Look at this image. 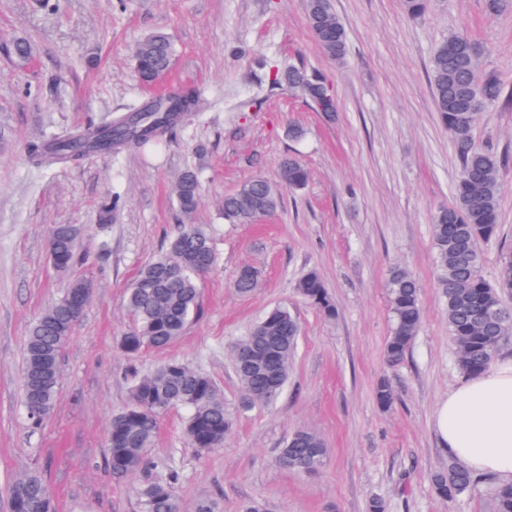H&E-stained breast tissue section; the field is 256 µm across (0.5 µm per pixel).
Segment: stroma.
Here are the masks:
<instances>
[{
    "label": "stroma",
    "instance_id": "1",
    "mask_svg": "<svg viewBox=\"0 0 512 512\" xmlns=\"http://www.w3.org/2000/svg\"><path fill=\"white\" fill-rule=\"evenodd\" d=\"M332 3L347 35L339 62L318 48L303 0H0V512L14 481L34 471L55 512H140L135 489L145 474L116 480L107 469V428L129 403L130 371L178 359L237 406L227 348L278 305L300 320L302 333L274 405L239 414L223 447L208 451L187 447L185 409L160 420L154 452L168 466L155 475L177 471L181 512L202 501L237 512L255 498L266 512H366L375 496L386 512H495L496 476L447 502L431 484L448 462L433 413L462 375L432 249L433 215L452 202L460 164L428 71L439 41L464 30L482 49L484 70L512 88V9L492 19L485 0H430L425 16L413 19L403 0ZM154 31L169 36L175 55L167 78L148 87L133 50ZM20 38L32 45L24 62L11 52ZM301 64L333 89L334 120L288 87H270L272 69ZM173 86L204 89L208 105L163 141L76 164L29 163V143ZM472 142L512 157V109L483 111ZM288 156L308 168L304 188L284 192L273 215L225 222V194L257 175L277 180ZM188 169L201 195L189 216L172 193ZM501 182V236L482 247L489 280L512 248V166ZM108 197L117 208L102 226L98 207ZM186 223L210 234L218 257L200 283L202 314L168 348L129 359L119 345L133 324L126 290ZM60 224L80 228L77 248L88 256L65 272L49 256ZM395 266L419 284L422 321L405 361L391 369L383 359L385 284ZM246 267L257 286L242 295L234 281ZM312 270L336 304L335 318L297 292ZM76 280L91 282L92 294L62 350L54 407L34 427L21 386L25 339ZM383 380L395 395L388 409L375 398ZM298 427L327 448L311 477L281 460Z\"/></svg>",
    "mask_w": 512,
    "mask_h": 512
}]
</instances>
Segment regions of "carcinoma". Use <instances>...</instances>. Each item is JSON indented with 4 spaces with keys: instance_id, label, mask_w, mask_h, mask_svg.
Here are the masks:
<instances>
[{
    "instance_id": "carcinoma-1",
    "label": "carcinoma",
    "mask_w": 512,
    "mask_h": 512,
    "mask_svg": "<svg viewBox=\"0 0 512 512\" xmlns=\"http://www.w3.org/2000/svg\"><path fill=\"white\" fill-rule=\"evenodd\" d=\"M308 25L323 54L340 61L346 54V33L333 10L331 0H304ZM174 45L161 32L142 39L134 52L140 81L152 85L169 70ZM480 51L464 32L444 38L429 63V80L435 111L455 140L460 176L453 202L437 210L432 224V245L437 286L445 299L448 330L455 347L456 366L466 377L486 371L502 343L512 336V252L507 253L491 282L481 273V244L500 237L499 198L501 175L507 157L474 147L471 131L480 112L507 101L506 84L498 76L482 70ZM271 87L286 85L325 118L337 112V100L319 74L303 67L276 70ZM172 100L194 111L204 101L200 88H175L167 97L132 105L120 115L76 129L63 137L34 141L28 145L31 163L49 168L59 163H77L90 155H112L121 148L138 147L159 140L179 121L166 111ZM307 169L295 158L280 167L279 184L257 175L224 195V220L251 224L270 215L281 205L278 185L302 188ZM174 198L181 212L192 215L200 205L197 175L183 172L176 180ZM77 231L57 227L50 241L52 263L68 270L80 261L76 249ZM217 261L209 234L195 224H187L165 250L145 265L126 291L125 307L135 325L121 337L127 357H137L145 348L165 349L183 333L200 312L201 279ZM256 287L252 271L243 269L234 288L247 294ZM391 330L385 363L401 365L417 336L421 318L420 289L407 271L394 269L386 281ZM301 296L328 317L336 316V306L320 275L311 271L299 282ZM77 321L62 298L44 311L30 327L23 355V399L31 424H40L51 410L60 374L59 357ZM301 327L286 307H275L256 322L248 333L231 346L233 370L241 385L239 408L269 405L288 384L289 371ZM184 407L190 415L186 440L200 451L218 448L232 427L231 412L214 381L189 364L170 359L155 370L132 374L130 402L114 417L108 431L107 466L115 479L166 466V459L152 455L160 418L170 409ZM326 448L315 433L301 428L293 431L282 449L281 459L301 475L317 473L323 466ZM175 474L165 481H150L136 489L142 512H180L175 496ZM431 482L443 500L476 487V476L453 456L448 466L435 472ZM25 493L14 501L12 512H52L49 490L43 479L30 474L11 489ZM496 512H512V483L494 488Z\"/></svg>"
}]
</instances>
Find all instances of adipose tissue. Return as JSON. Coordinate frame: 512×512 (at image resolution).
Masks as SVG:
<instances>
[{
    "mask_svg": "<svg viewBox=\"0 0 512 512\" xmlns=\"http://www.w3.org/2000/svg\"><path fill=\"white\" fill-rule=\"evenodd\" d=\"M434 428L465 467L512 482V359L450 391L435 410Z\"/></svg>",
    "mask_w": 512,
    "mask_h": 512,
    "instance_id": "1",
    "label": "adipose tissue"
}]
</instances>
